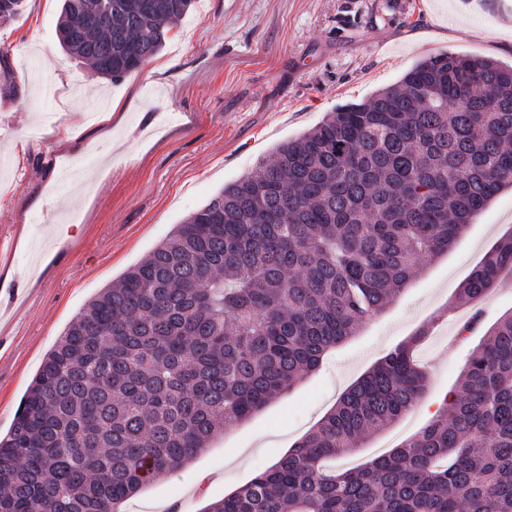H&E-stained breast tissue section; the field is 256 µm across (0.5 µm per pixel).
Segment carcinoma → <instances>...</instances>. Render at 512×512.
Here are the masks:
<instances>
[{"mask_svg":"<svg viewBox=\"0 0 512 512\" xmlns=\"http://www.w3.org/2000/svg\"><path fill=\"white\" fill-rule=\"evenodd\" d=\"M193 0H63L60 46L117 80ZM23 0H0V25ZM79 16L96 23L77 27ZM506 187L512 66L444 54L278 145L76 315L0 439V512H121L355 335ZM512 272V232L457 297ZM426 331L382 357L276 463L205 512H512V312L420 433L336 462L428 389Z\"/></svg>","mask_w":512,"mask_h":512,"instance_id":"obj_1","label":"carcinoma"}]
</instances>
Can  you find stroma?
<instances>
[{"mask_svg":"<svg viewBox=\"0 0 512 512\" xmlns=\"http://www.w3.org/2000/svg\"><path fill=\"white\" fill-rule=\"evenodd\" d=\"M61 0H24L0 26L20 92L0 97V435L84 305L224 184L337 106L440 54L512 65V0H194L162 51L112 81L60 48ZM112 111V122H98ZM512 229L500 191L447 252L421 262L380 314L247 421L123 504L203 512L273 465L401 342L431 384L417 407L345 456L388 453L433 418L465 363L459 325L512 311V274L477 307L456 294Z\"/></svg>","mask_w":512,"mask_h":512,"instance_id":"stroma-1","label":"stroma"}]
</instances>
